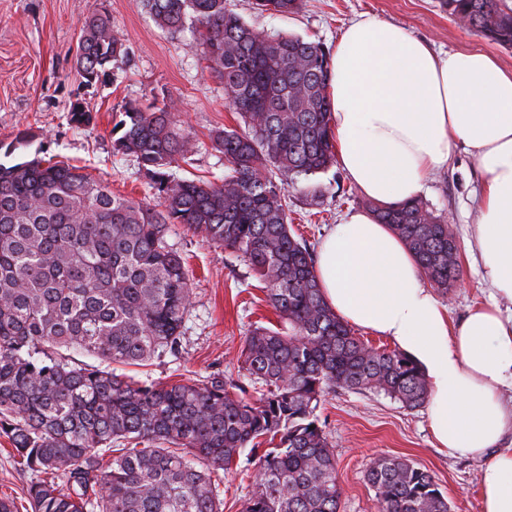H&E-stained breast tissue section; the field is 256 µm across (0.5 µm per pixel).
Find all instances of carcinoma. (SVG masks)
<instances>
[{"instance_id": "carcinoma-1", "label": "carcinoma", "mask_w": 512, "mask_h": 512, "mask_svg": "<svg viewBox=\"0 0 512 512\" xmlns=\"http://www.w3.org/2000/svg\"><path fill=\"white\" fill-rule=\"evenodd\" d=\"M175 33L199 24L209 68L244 129L217 130L219 183L169 173L187 140L172 101L129 104L113 148L149 174L159 203L112 194L63 161L0 162V437L36 475L31 512H223L221 474L244 448L257 457L243 512H340L333 445L316 410L336 390L382 394L413 409L429 397L406 353L351 334L324 301L305 240L283 196L295 179L334 165L329 51L254 30L224 0H143ZM286 15L300 0H255ZM467 28L512 46L502 0H448ZM112 17L85 20L75 54L85 82L125 56ZM366 207L448 292L461 274L456 236L420 197ZM188 224L242 257L268 287L284 327L243 337L247 383L214 372L163 383L116 373L179 351L191 289L168 226ZM81 352L97 364H79ZM382 512H449L432 474L394 455L366 471Z\"/></svg>"}]
</instances>
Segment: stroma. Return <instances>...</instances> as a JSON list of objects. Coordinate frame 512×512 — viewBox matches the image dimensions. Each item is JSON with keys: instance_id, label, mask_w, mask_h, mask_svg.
<instances>
[{"instance_id": "obj_1", "label": "stroma", "mask_w": 512, "mask_h": 512, "mask_svg": "<svg viewBox=\"0 0 512 512\" xmlns=\"http://www.w3.org/2000/svg\"><path fill=\"white\" fill-rule=\"evenodd\" d=\"M227 10L264 33L283 32L321 41L334 49L340 30L362 15L404 28L440 54L482 51L512 69V48L489 41L455 19L447 0H301L297 13L281 16L255 9L254 0H225ZM112 15L126 55L107 75L85 84L75 68V51L85 19L98 8ZM195 28L171 33L158 27L140 0H0V141L17 130L30 134L23 156L54 158L108 182L116 195L157 204L150 179L135 157L114 151L112 127L125 104L171 98L189 140L181 177L216 181L224 176V155L210 136L239 125L229 108L223 82L193 50ZM82 102L93 115L85 126L71 121V106ZM483 176L465 147L451 151L446 167L430 173L420 192L435 213L449 217L456 235L461 278L439 299L452 322L468 307L488 299L474 248V224ZM365 196L339 167L287 188L288 217L297 236L312 244L365 208ZM169 242L190 274L191 305L181 348L134 375L173 383L220 371L238 379L237 358L245 332L256 322H276L265 292L229 250L209 245L203 234L176 224ZM318 415L336 454L342 512H379L365 474L382 455H400L427 469L446 493L451 512H481L480 464L459 452L436 447L426 409L404 408L371 392L339 389L330 393ZM254 460L241 453L221 484L224 512H243ZM32 473L21 470L7 438L0 437V497L14 500L17 512H31L26 487Z\"/></svg>"}]
</instances>
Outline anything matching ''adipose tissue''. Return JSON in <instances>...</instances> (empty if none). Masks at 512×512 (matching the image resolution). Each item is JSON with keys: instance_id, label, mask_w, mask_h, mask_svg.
Listing matches in <instances>:
<instances>
[{"instance_id": "1", "label": "adipose tissue", "mask_w": 512, "mask_h": 512, "mask_svg": "<svg viewBox=\"0 0 512 512\" xmlns=\"http://www.w3.org/2000/svg\"><path fill=\"white\" fill-rule=\"evenodd\" d=\"M336 158L368 197L416 196L427 175L464 143L485 175L474 240L491 301L460 324L425 283L401 239L354 212L324 239L314 272L344 321L386 337L415 358L430 383L428 424L439 447L486 458L482 512H512V71L473 51L437 55L373 17L340 33L329 85Z\"/></svg>"}]
</instances>
